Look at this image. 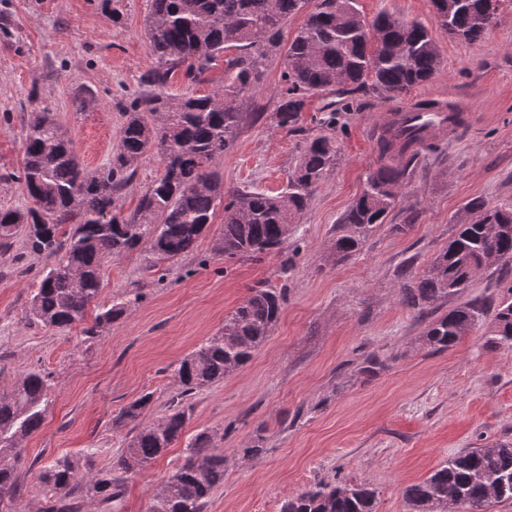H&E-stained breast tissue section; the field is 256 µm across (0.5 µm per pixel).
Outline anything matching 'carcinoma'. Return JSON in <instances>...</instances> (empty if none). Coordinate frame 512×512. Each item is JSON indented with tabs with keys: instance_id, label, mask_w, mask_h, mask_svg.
Returning a JSON list of instances; mask_svg holds the SVG:
<instances>
[{
	"instance_id": "carcinoma-1",
	"label": "carcinoma",
	"mask_w": 512,
	"mask_h": 512,
	"mask_svg": "<svg viewBox=\"0 0 512 512\" xmlns=\"http://www.w3.org/2000/svg\"><path fill=\"white\" fill-rule=\"evenodd\" d=\"M488 0H433L435 22L449 36L478 42L495 24ZM305 0H152L146 21L149 49L157 68L147 73L149 91L125 111L120 144L108 166L87 170L48 107L28 113L23 129L22 173L3 180L22 181L33 205L0 209V253L10 252L24 236L27 250L45 258L29 306L31 319L48 329L82 327L96 336L138 304L144 294L131 291L98 308L85 325L88 308L98 301L105 265L148 245L146 269L193 250L212 224L218 206L224 225L214 251L226 260L259 258L285 249L318 184L336 164V138L318 134L307 141L275 195L226 188L214 163L228 153L243 119L241 97L261 76L265 58L280 51V32ZM369 36L357 0H318L316 10L288 42L279 102L269 115L290 132L302 129L306 100L313 94L354 85L394 99L429 81L439 69L438 47L428 28L391 14L380 15ZM224 84L206 95L170 94L166 87L182 73L191 83L217 62ZM379 158L368 171L360 196L334 228L331 257L343 262L358 252L386 223L411 179L421 148L433 149L422 129L391 123L377 139ZM155 153L162 173L139 196L133 214L120 199L134 176L131 166ZM446 247L422 273L407 268L401 276L402 304L424 317L434 304L460 295L476 275L512 267V203L466 202L453 217ZM506 295L497 302H461L432 319L422 341L433 352L455 347L486 315L495 321L492 343L512 351V282L501 281ZM286 301V285L268 282L249 294L224 325L200 348L183 358L176 376L180 401L172 412L142 426L128 440L112 469L94 473L68 458L46 466L40 482L51 512H79L67 502L78 498L103 507L123 493L121 475L136 473L179 441L190 420L193 392L244 367L271 335ZM54 382L38 370L24 374L0 394V504L26 512L15 493V474L23 441L43 424ZM152 401L146 393L127 404L115 422L142 417ZM224 483V452L213 434L198 432L186 446L182 463L151 495L147 512H204L211 491ZM408 512H485L493 502L512 501V443L473 448L443 462L423 481L402 490ZM375 492L363 484L319 483L284 500L280 512H374Z\"/></svg>"
}]
</instances>
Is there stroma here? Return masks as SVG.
<instances>
[{"mask_svg": "<svg viewBox=\"0 0 512 512\" xmlns=\"http://www.w3.org/2000/svg\"><path fill=\"white\" fill-rule=\"evenodd\" d=\"M113 21L101 0H0V177L21 171L22 130L35 104L48 106L88 170L116 152L125 108L145 91L157 66L145 37L151 0H117ZM366 22L388 11L428 26L441 58L433 78L397 99L357 91L311 96L303 131L271 123L286 57H268L242 97L248 119L216 170L225 186L277 193L306 140L321 131L326 104L336 109L335 167L319 184L291 237L298 250L287 281L281 255L224 261L214 241L224 222L216 211L194 250L167 262L157 283L138 247L106 264L102 304L134 288L139 306L97 336L41 328L28 318L34 282L45 264L15 243L0 257V391L30 370L57 383L41 428L24 444L16 495L28 512H48L39 475L59 457L106 471L133 435L114 426L127 403L152 393L145 422L169 413L180 386L179 361L223 325L250 287L285 284L279 321L239 371L197 390L184 435L207 430L224 452V482L206 512H279L284 498L319 481L361 483L376 493L375 512H406L403 489L444 460L484 444L512 443V352L494 348L492 319L455 347L423 345L424 322L401 304L399 272H423L447 244L450 221L468 200L512 201V0L477 43L436 25L431 0H358ZM94 98L82 108L81 100ZM430 99L458 109L463 123L422 151L403 195L363 249L348 261L330 256L332 231L360 195L377 163V139L389 114ZM404 235L391 232L410 213ZM382 368L363 373L368 357ZM263 452L243 458V447ZM176 443L129 475L112 512H146L154 489L183 456Z\"/></svg>", "mask_w": 512, "mask_h": 512, "instance_id": "obj_1", "label": "stroma"}]
</instances>
